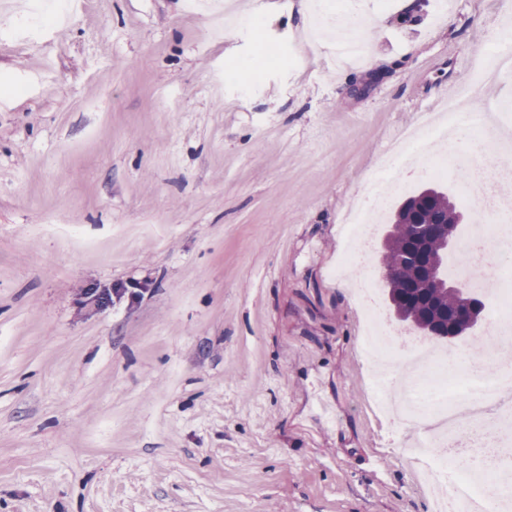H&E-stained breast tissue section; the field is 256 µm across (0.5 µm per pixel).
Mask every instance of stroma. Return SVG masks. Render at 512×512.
I'll list each match as a JSON object with an SVG mask.
<instances>
[{
    "label": "stroma",
    "mask_w": 512,
    "mask_h": 512,
    "mask_svg": "<svg viewBox=\"0 0 512 512\" xmlns=\"http://www.w3.org/2000/svg\"><path fill=\"white\" fill-rule=\"evenodd\" d=\"M81 0L0 20V512H429L378 413L346 208L505 0ZM280 65H266L269 53Z\"/></svg>",
    "instance_id": "stroma-1"
}]
</instances>
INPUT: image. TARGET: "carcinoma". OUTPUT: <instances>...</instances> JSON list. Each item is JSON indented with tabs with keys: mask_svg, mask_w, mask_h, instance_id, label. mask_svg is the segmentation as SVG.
I'll return each mask as SVG.
<instances>
[{
	"mask_svg": "<svg viewBox=\"0 0 512 512\" xmlns=\"http://www.w3.org/2000/svg\"><path fill=\"white\" fill-rule=\"evenodd\" d=\"M462 212L444 192L427 187L406 199L392 217L393 229L385 244L388 297L398 318L429 334L437 324L448 325V312L478 299L470 288L448 283V248L456 240ZM430 229L422 248V261L407 264L403 255L414 244L407 225Z\"/></svg>",
	"mask_w": 512,
	"mask_h": 512,
	"instance_id": "carcinoma-1",
	"label": "carcinoma"
}]
</instances>
